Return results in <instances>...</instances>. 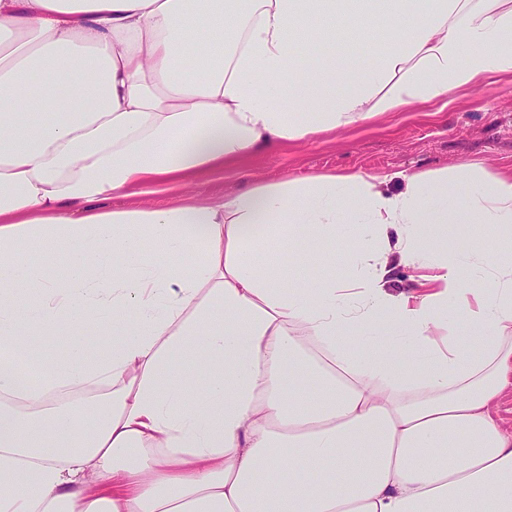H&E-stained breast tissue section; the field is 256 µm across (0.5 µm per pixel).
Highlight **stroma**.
<instances>
[{"label":"stroma","instance_id":"35a3bbf8","mask_svg":"<svg viewBox=\"0 0 512 512\" xmlns=\"http://www.w3.org/2000/svg\"><path fill=\"white\" fill-rule=\"evenodd\" d=\"M480 163L488 172L512 164V81L498 79L459 92L441 112L419 107L392 112L321 136L288 142L208 175L203 190L168 185L163 191L112 199V207L180 206L203 194L220 195L257 183L302 180L341 172L384 175L396 171L448 174L454 192L469 190L464 166ZM111 333L45 336L47 352L67 356L73 344L100 359L112 347Z\"/></svg>","mask_w":512,"mask_h":512}]
</instances>
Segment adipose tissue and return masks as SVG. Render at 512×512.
Returning a JSON list of instances; mask_svg holds the SVG:
<instances>
[{"mask_svg":"<svg viewBox=\"0 0 512 512\" xmlns=\"http://www.w3.org/2000/svg\"><path fill=\"white\" fill-rule=\"evenodd\" d=\"M343 28L383 39L372 68ZM492 75L512 0H0V512H512V165L468 164L462 197L399 171L101 205ZM298 239L324 276L260 274ZM394 253L417 290H388ZM86 327L108 357L21 384L39 335Z\"/></svg>","mask_w":512,"mask_h":512,"instance_id":"ef3b65f1","label":"adipose tissue"}]
</instances>
